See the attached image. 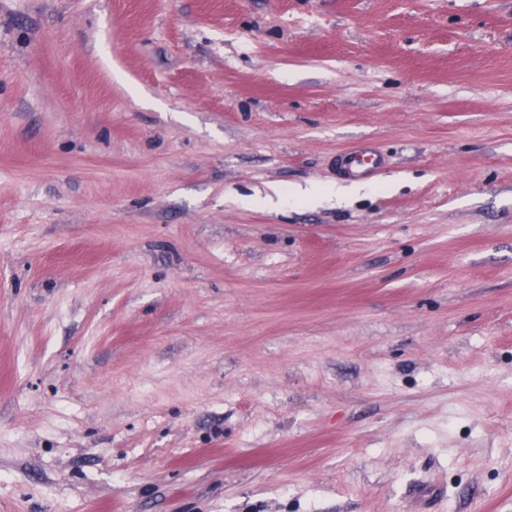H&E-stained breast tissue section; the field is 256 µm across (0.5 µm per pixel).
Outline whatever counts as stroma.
Masks as SVG:
<instances>
[{
  "instance_id": "obj_1",
  "label": "stroma",
  "mask_w": 512,
  "mask_h": 512,
  "mask_svg": "<svg viewBox=\"0 0 512 512\" xmlns=\"http://www.w3.org/2000/svg\"><path fill=\"white\" fill-rule=\"evenodd\" d=\"M0 512H512V0H0ZM386 164L370 145H361L349 149L336 157V168L347 177H369L377 174Z\"/></svg>"
}]
</instances>
